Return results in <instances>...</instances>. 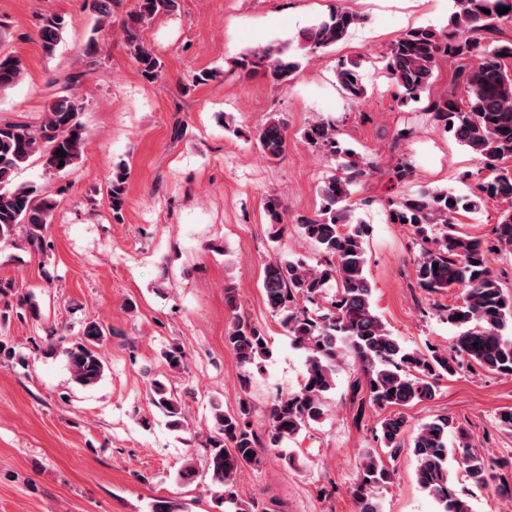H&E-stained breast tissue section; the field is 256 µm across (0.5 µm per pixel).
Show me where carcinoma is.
Listing matches in <instances>:
<instances>
[{"mask_svg": "<svg viewBox=\"0 0 512 512\" xmlns=\"http://www.w3.org/2000/svg\"><path fill=\"white\" fill-rule=\"evenodd\" d=\"M448 32L417 27L403 33L387 54L386 67L403 90L402 101H416L432 82L440 60L456 63L455 81L467 98L444 94L428 101L425 111L447 127L455 139L467 147L487 176L479 179L465 197L444 189H423L393 203L390 220L408 224L420 237L421 251L414 262L418 285L432 292L462 289L461 303L447 307L445 318L458 334L451 350H421L403 345L387 329L372 304V288L367 276L365 248L369 227L353 223L350 198L352 187L377 169L375 162L342 149L336 127L322 119L304 131V138L331 158L346 161L339 172L319 187L322 207L316 218L299 225L303 237L321 251L323 261L308 267L301 261L275 260L264 270L262 288L268 306L285 314L283 326L293 346L306 353L305 374L300 387L278 397L269 410V446L280 448L307 426L326 415L325 394L333 385L337 363L351 356L364 378L370 403L391 411L380 423L381 444L397 451L403 447L407 420L398 408L431 399L435 380L453 376L462 362L475 363L491 374L512 376V295L504 292L491 267V256L512 254V42L491 46L482 36L512 23V0H453ZM113 0H95L96 28L110 23ZM507 7L505 14L498 8ZM177 8V0H137L127 15L123 34L132 48L139 70L147 80L160 78L162 65L146 49L137 31L157 16ZM489 13H483V10ZM361 17L336 8L298 33L294 51L268 45L258 47L232 61L233 67L249 74L262 72L270 84L285 87L299 69L300 59L318 53L344 39ZM66 27L60 16L43 20L38 36L43 49L51 53ZM360 64L343 65L336 72L340 90L351 100L366 93ZM18 57L0 50V90L12 88L23 79ZM82 106L68 95L54 98L38 126L0 123V239L10 240L24 228L26 241L42 244L43 231L57 206L55 199L30 184L13 183L14 174L35 158L50 171L66 172L76 166L84 152ZM255 143L267 158L278 160L288 148V130L271 117L257 130ZM62 150L64 156L56 155ZM128 172L112 174L107 195L114 214H120L126 195ZM504 205L498 224L489 239L466 236L457 231L460 212L479 210L487 201ZM264 208L269 224L283 223L280 200L269 195ZM441 225V237H431L428 229ZM336 288L334 297L324 300L325 289ZM224 301L232 318L225 342L237 355L241 366H251L265 357L267 341L255 327L237 314L235 288L224 287ZM105 329L87 323L82 337L66 350L71 377L83 387L97 384L105 366L98 352ZM154 404L170 418L169 426H182V408L168 394L166 385L153 383ZM251 405L243 400L235 413L214 408L211 432L206 439L209 455L207 473L213 483L224 487V512H251L252 505L234 490L242 466L255 461L258 442L250 429ZM456 446H448V419L422 424L410 441L415 459L414 477L418 486L432 496L438 512H472L465 495L451 479V462L463 469L478 489L489 487L492 465L476 448L464 427H456ZM392 472L376 450L365 451L358 477L352 487L357 512H379L376 490L391 480Z\"/></svg>", "mask_w": 512, "mask_h": 512, "instance_id": "cac0c4a2", "label": "carcinoma"}]
</instances>
